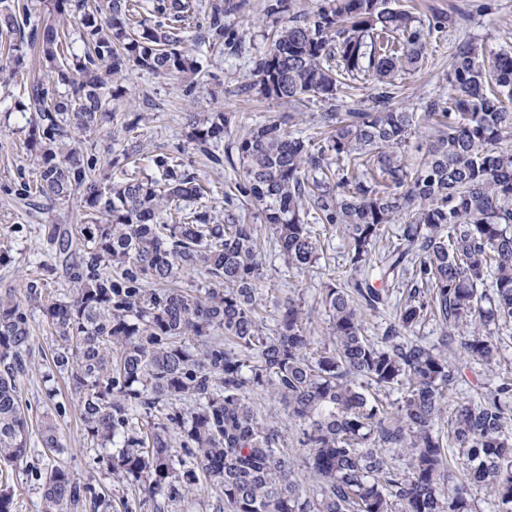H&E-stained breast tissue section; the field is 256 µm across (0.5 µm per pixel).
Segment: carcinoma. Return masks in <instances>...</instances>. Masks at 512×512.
<instances>
[{"mask_svg": "<svg viewBox=\"0 0 512 512\" xmlns=\"http://www.w3.org/2000/svg\"><path fill=\"white\" fill-rule=\"evenodd\" d=\"M51 18L31 23L28 6L0 0V36L30 26L47 81L24 88L33 182L16 189L50 202L79 194L77 234L49 224L47 239L68 268L70 296L42 305L56 338L51 365L66 375L87 439L115 451L109 469L136 483L144 497L171 499L219 483L227 512H472L466 485L450 475L449 448L435 429L458 370L448 344L460 338L471 359L498 353L489 326L512 320V51L465 42L453 55L448 98L424 102L437 135L410 162L416 113L396 105L399 76L424 61L433 32L465 26L453 11L428 22L392 0H323L313 12L288 0L266 11L284 16L254 76L266 96L298 106L324 105V144L290 135L270 120L251 128L224 157L230 118L214 112L189 138L215 164L242 168L224 190V218L208 205L211 188L160 148L148 160L160 179L100 178L97 158L75 133L112 123L122 77L189 79L198 65L182 47L197 19L196 0H154L160 20L142 17L140 0H48ZM233 0L212 5L208 28L219 42ZM65 17L77 19L81 53L67 43ZM366 72L373 93L364 106L339 99L340 78ZM145 151L129 141L110 165L124 167ZM262 207L261 218L288 267L318 258L314 225L347 239L351 277L326 286L322 303L330 345L311 354V336L295 300L283 305L273 332L258 318L263 259L258 228L234 210ZM403 221L396 239L386 227ZM377 268L384 283L407 278L410 290L378 340L364 320L391 293L357 279ZM197 272L199 296L179 286ZM442 326L434 344L407 336L427 313ZM237 349H227L224 338ZM30 341L26 308L0 296V462L27 455L30 418L16 384ZM403 390L396 411L367 388ZM269 393L287 420L262 417L250 394ZM512 383L458 405L450 419L459 464L512 512ZM300 423L290 438L288 423ZM46 448L61 447L54 420L41 422ZM319 483L303 494L294 456ZM383 448H405L395 466ZM106 498L60 467L47 473L41 512L97 509Z\"/></svg>", "mask_w": 512, "mask_h": 512, "instance_id": "carcinoma-1", "label": "carcinoma"}]
</instances>
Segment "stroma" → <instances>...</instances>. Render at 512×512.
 Returning <instances> with one entry per match:
<instances>
[{"mask_svg": "<svg viewBox=\"0 0 512 512\" xmlns=\"http://www.w3.org/2000/svg\"><path fill=\"white\" fill-rule=\"evenodd\" d=\"M266 2L244 0L242 9L225 17L221 47L213 48L204 42L200 28L187 30V45L197 59L201 82L196 91H189L186 81L180 78L160 79L132 73L124 82V95L114 103V123L81 135L83 148L102 163L118 155L131 137L141 140L147 150L166 149L178 156L190 172L209 183L212 204L220 208L224 205L225 184L239 178L241 172L225 164L214 165L197 152L189 139L192 123L224 112L231 117L229 131L224 135L228 141L269 119L286 120V129L293 136L313 137L317 118L324 110L322 102L316 100L293 109L281 100L258 93L254 86L255 63L267 50V34L276 24L275 17L266 13ZM414 2L417 16L424 20L456 8L476 4L481 7L466 27L435 34L423 66L401 76L398 101L418 113L427 99L447 96L448 70L458 45L471 40L496 50L512 48V0ZM23 53V69L9 75L7 83H0V251L10 256L9 261L0 264V295L9 292L25 302L31 348L25 356V371L16 383L32 426H39L43 416H53L62 447L48 450L42 447L38 435H31L23 462L0 465V490L11 494L13 512H41L45 474L51 468L62 467L105 494L108 506L103 512H219L218 490L208 488L171 501L153 502L145 500L136 486L113 474L106 464L107 449L91 446L83 436L66 377L51 372L54 338L43 320L41 303L68 298L69 281L58 247L48 241L44 227L77 224L82 199L74 196L53 203L41 200L32 208L16 201L10 192L20 182L22 173L34 168L27 146L29 115L18 111L17 103L22 100L29 79L44 71L36 49L27 46ZM320 240L323 251L319 260L302 272L288 269L278 247L269 239L260 241L267 274L261 287V316L267 326H275L282 304L291 298L297 300L316 350L327 345L330 336L322 292L329 280L346 279L349 273L343 234L330 229L321 232ZM47 265L53 271L46 278L41 301L27 300L26 283ZM494 334L501 349L490 365L470 363L459 350L449 351V359L459 370V379L436 424L440 433H447L448 417L457 402L482 399L502 380L512 379V324L496 327Z\"/></svg>", "mask_w": 512, "mask_h": 512, "instance_id": "stroma-1", "label": "stroma"}]
</instances>
